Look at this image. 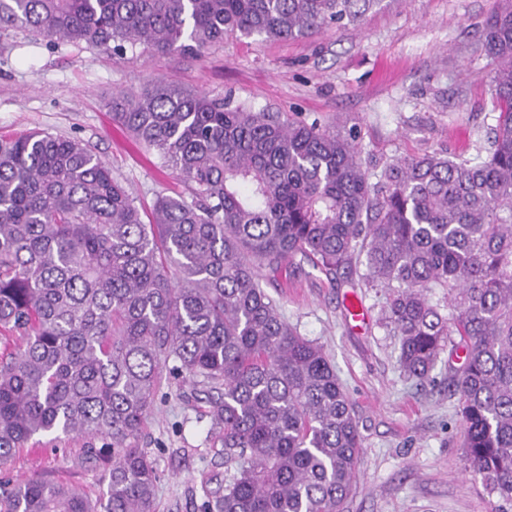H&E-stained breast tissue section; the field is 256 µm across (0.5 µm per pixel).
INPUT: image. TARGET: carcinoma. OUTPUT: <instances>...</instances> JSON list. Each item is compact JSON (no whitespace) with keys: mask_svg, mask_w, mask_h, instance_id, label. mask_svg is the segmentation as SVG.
Segmentation results:
<instances>
[{"mask_svg":"<svg viewBox=\"0 0 512 512\" xmlns=\"http://www.w3.org/2000/svg\"><path fill=\"white\" fill-rule=\"evenodd\" d=\"M383 0H0V30L120 56L200 55L226 35L295 40L357 27ZM499 111L473 165L426 155L370 181L351 136L161 80L112 99V116L194 186L160 196L152 223L74 138L0 141V463L37 437L102 438L106 492L0 483V512H154L141 448L169 360L208 387L224 489L200 512H342L361 438L323 348L260 284L296 256L328 274L365 255L390 290L385 321L404 373L428 378L447 338L469 469L512 512V0L486 21ZM448 290L452 317L428 292Z\"/></svg>","mask_w":512,"mask_h":512,"instance_id":"cac0c4a2","label":"carcinoma"}]
</instances>
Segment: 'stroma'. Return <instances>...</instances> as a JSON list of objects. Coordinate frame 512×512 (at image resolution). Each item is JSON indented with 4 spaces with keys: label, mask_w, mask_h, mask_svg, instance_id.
<instances>
[{
    "label": "stroma",
    "mask_w": 512,
    "mask_h": 512,
    "mask_svg": "<svg viewBox=\"0 0 512 512\" xmlns=\"http://www.w3.org/2000/svg\"><path fill=\"white\" fill-rule=\"evenodd\" d=\"M498 2L383 0L354 29L276 42L228 35L197 57L139 49L118 57L5 30L0 138L40 129L80 140L146 211L162 194L191 198V185L112 119L113 94L158 79L214 98L230 93L255 108L355 135L373 177L400 158L475 162L498 116L494 63L481 45ZM364 271L360 265L333 279L296 260L261 279L288 323L323 347L352 404L362 448L342 512H494L462 448L454 390L462 349L445 344L427 379L407 377L398 338L383 320L389 291L366 285ZM203 398L201 387L170 376L162 381L141 439L160 476L154 512H198L204 477L224 471ZM108 468L102 441L88 447L65 439L18 449L0 464V481L38 476L78 486L95 501Z\"/></svg>",
    "instance_id": "obj_1"
}]
</instances>
